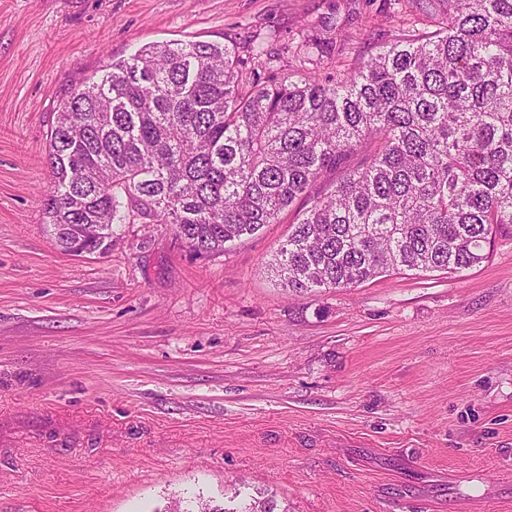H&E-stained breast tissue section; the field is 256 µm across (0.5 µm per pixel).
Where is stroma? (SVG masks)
<instances>
[{"instance_id": "stroma-1", "label": "stroma", "mask_w": 512, "mask_h": 512, "mask_svg": "<svg viewBox=\"0 0 512 512\" xmlns=\"http://www.w3.org/2000/svg\"><path fill=\"white\" fill-rule=\"evenodd\" d=\"M423 25L417 0H0V512H512V237L297 298L268 269L292 208L203 256L166 224L72 256L43 222L54 112L111 60L332 38L339 74ZM241 492H235V495L230 498L229 503H234L235 500L240 496ZM276 502L273 499H258L253 495L244 496L239 499L237 503L226 504L224 508L214 507L211 508L207 502L197 501L195 509L183 508L180 509L177 506L175 512H275Z\"/></svg>"}]
</instances>
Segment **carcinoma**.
<instances>
[{"mask_svg": "<svg viewBox=\"0 0 512 512\" xmlns=\"http://www.w3.org/2000/svg\"><path fill=\"white\" fill-rule=\"evenodd\" d=\"M352 71L269 74L254 40L156 42L81 82L50 129L46 223L62 251L104 255L115 224H168L197 255L303 202L269 263L297 297L405 271L458 273L512 236V0H442ZM367 141L357 165L341 163ZM340 171L323 194L313 187ZM253 495L222 508L275 512Z\"/></svg>", "mask_w": 512, "mask_h": 512, "instance_id": "carcinoma-1", "label": "carcinoma"}]
</instances>
